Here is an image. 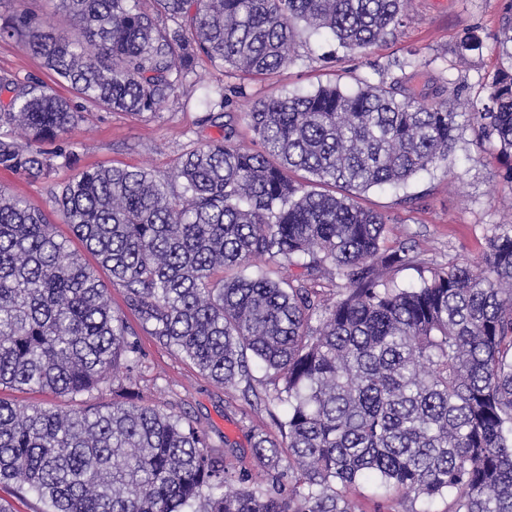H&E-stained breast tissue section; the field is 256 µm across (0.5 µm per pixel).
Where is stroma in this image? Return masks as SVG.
Here are the masks:
<instances>
[{
	"instance_id": "1",
	"label": "stroma",
	"mask_w": 512,
	"mask_h": 512,
	"mask_svg": "<svg viewBox=\"0 0 512 512\" xmlns=\"http://www.w3.org/2000/svg\"><path fill=\"white\" fill-rule=\"evenodd\" d=\"M504 0H410L404 24L394 39L380 43L363 56L345 55L328 36L301 32L293 62L277 72L250 76L232 67L198 60L188 81L157 109L140 115L111 112L78 97L58 81L42 61L9 38H0V72L55 87L85 116L74 137L80 146L70 164L59 166L51 178H30L0 170V187L25 198L41 209L59 236L80 249L57 213L51 189L84 168L98 165L145 169L157 178H169L180 157L193 148L198 135L219 137L209 122L204 102L209 89H223L229 99L224 116L236 130L235 142L258 149L245 117L259 99L282 93L305 94L319 86L340 84L354 89L360 83H378L389 62L417 54L425 61L422 77L427 88L447 84L448 99L486 103L489 87L502 65L495 34ZM469 33L479 36L478 50L458 53L457 45ZM503 162L489 146L476 144L470 127H462L456 148L448 160L417 175L403 189H372L360 202L388 217L386 252L408 248L416 256L413 266L396 267L390 275L399 284L417 283L429 268L467 260H483L487 230L495 224L512 225V185L502 178ZM99 276L109 282L108 298L114 311L125 314L137 331L141 364L134 382L142 403L164 410L185 411L197 418L212 446L232 443L228 464L251 474L254 481L266 477L251 451L252 434H276L268 412L245 403L240 388L215 384L177 351L164 347L141 332L129 314L125 290L111 284L107 270ZM361 512H447L448 502L411 500L393 492L382 496L366 482L351 491Z\"/></svg>"
}]
</instances>
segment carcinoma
I'll list each match as a JSON object with an SVG mask.
<instances>
[{
    "label": "carcinoma",
    "mask_w": 512,
    "mask_h": 512,
    "mask_svg": "<svg viewBox=\"0 0 512 512\" xmlns=\"http://www.w3.org/2000/svg\"><path fill=\"white\" fill-rule=\"evenodd\" d=\"M56 2L74 37L54 36L50 15L20 14L0 23V38L79 97L133 114L164 102L201 57L254 75L287 67L300 25L365 53L395 36L407 4ZM498 43L508 66L474 112L453 111L443 86L417 89L423 63L410 59L375 85L255 102V151L219 122L229 103L219 90L205 99L224 134L183 154L174 181L100 166L54 188L62 222L124 288L141 327L274 418L279 436L251 444L264 483L224 465L189 415L136 402L140 349L96 270L40 210L0 190V387L75 401L124 369L109 388L121 403L61 410L0 398V484L36 495L44 512H358L346 490L361 481L414 501L448 498V512H512V226L491 229L481 267L436 266L400 286L388 270L415 257L385 253L386 217L358 202L447 160L462 115L512 184V0ZM82 121L51 86L0 74V169L49 177L74 155ZM261 257L302 276L248 271ZM330 273L341 284L328 302L312 283ZM252 360L273 391H257Z\"/></svg>",
    "instance_id": "obj_1"
}]
</instances>
